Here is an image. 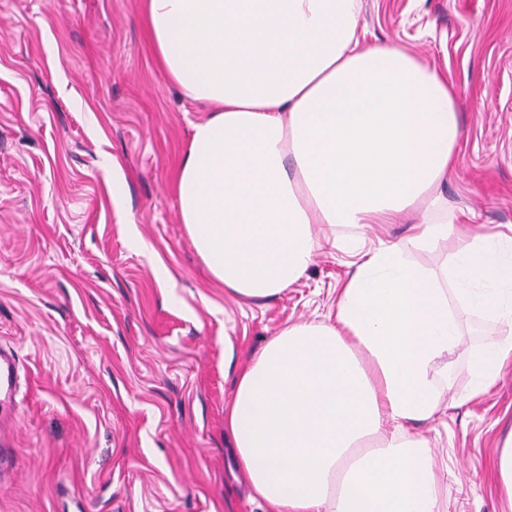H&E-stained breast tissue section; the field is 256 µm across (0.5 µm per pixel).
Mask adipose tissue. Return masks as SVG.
I'll use <instances>...</instances> for the list:
<instances>
[{
    "label": "adipose tissue",
    "instance_id": "1",
    "mask_svg": "<svg viewBox=\"0 0 512 512\" xmlns=\"http://www.w3.org/2000/svg\"><path fill=\"white\" fill-rule=\"evenodd\" d=\"M165 77L210 106L178 169L181 222L224 295L267 301L323 243L356 257L334 318L282 328L246 364L232 342L224 410L266 512H446L428 442L448 412L461 311L512 324V240L464 223L437 188L461 135L452 86L400 43L358 33L359 0H145ZM410 219L408 236L385 230ZM453 243L444 274L411 258ZM458 287L450 310L441 276ZM512 363V337L471 350V398Z\"/></svg>",
    "mask_w": 512,
    "mask_h": 512
}]
</instances>
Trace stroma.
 I'll list each match as a JSON object with an SVG mask.
<instances>
[{"label": "stroma", "mask_w": 512, "mask_h": 512, "mask_svg": "<svg viewBox=\"0 0 512 512\" xmlns=\"http://www.w3.org/2000/svg\"><path fill=\"white\" fill-rule=\"evenodd\" d=\"M359 34L396 41L452 85L462 133L442 190L470 223L512 225V0H361ZM207 115L167 82L142 0H0V512H263L224 408V342L249 358L321 321L348 271L323 249L268 301L225 299L175 190ZM512 325L463 315L444 423L421 427L448 512H512L493 479L512 431V364L471 400L468 352ZM17 363L11 351L0 349V394L9 395L15 386Z\"/></svg>", "instance_id": "35a3bbf8"}]
</instances>
